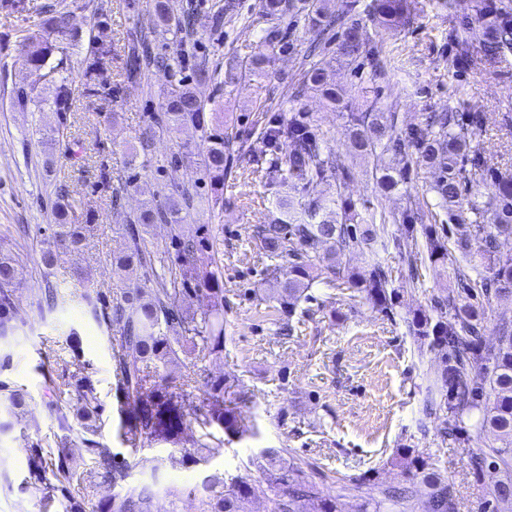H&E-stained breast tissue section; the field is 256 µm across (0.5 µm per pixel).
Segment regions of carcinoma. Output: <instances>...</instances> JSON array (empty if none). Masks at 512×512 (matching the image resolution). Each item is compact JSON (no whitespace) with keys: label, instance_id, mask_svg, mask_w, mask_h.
<instances>
[{"label":"carcinoma","instance_id":"carcinoma-1","mask_svg":"<svg viewBox=\"0 0 512 512\" xmlns=\"http://www.w3.org/2000/svg\"><path fill=\"white\" fill-rule=\"evenodd\" d=\"M329 0H258L259 13L267 18L286 19L302 17L316 39L302 62V84L320 92L336 112L348 109L345 89L332 81L321 62L314 60L323 36L338 28L335 56L338 61L355 62L361 58L370 61L373 72L381 70L380 50L360 35V15L366 14L385 28H398L408 22L406 0H350L342 14L331 11ZM87 0H69L56 7L43 8L44 17L39 31L25 39L21 53L35 76L28 90L16 95L19 106L39 107L44 102L38 85L44 70H55L49 65L54 55H65L68 47L81 41L79 29L72 19L76 12L88 9ZM155 25L168 31L175 28L183 37L194 35V17L168 15L163 0H154ZM479 20L485 28L484 57L492 60L512 52V14L507 7L494 0H480L477 5ZM264 50L248 62L237 65L240 73L262 75L271 62L278 42L270 35L262 37ZM128 56L135 66L127 78L138 80L142 71L150 67L172 70L169 59L156 54L148 36L131 31L127 42ZM112 68V47L95 44L89 47L82 61V74L92 86L107 88ZM52 104L59 112H70L73 90L66 79L52 80L48 85ZM211 100L202 98L190 81L181 78L171 87L160 111L147 116L150 136L164 135L185 124L204 129L207 146L202 164L213 191L215 205L223 200L224 175L234 140L228 133L204 128V114ZM395 113L372 110L353 112L347 128L350 152L354 156H376L377 152H393L400 156V166H380L375 169L379 186L387 193L401 189L408 169L424 166L438 173L432 190L438 206L455 217L463 211L465 196L464 163L479 165L473 136L483 127L478 112L460 116L455 112H432L423 127L399 137L394 122ZM261 137L270 148V165L265 176L269 185L277 187L276 207L279 217L269 224L255 226L254 239L266 261V271L276 284L273 300L281 330L292 332L307 312L302 304L312 300L309 290L321 276L334 275L328 283L341 281L346 289L363 293L381 310H388L397 298L389 287V276L380 257L377 218L370 214L361 223H351L352 205L342 197L309 198L294 201L290 191L310 192L326 182L340 167L339 159L325 145L313 129V122L305 112L280 115L273 124L262 128ZM286 142L290 150H280ZM492 190L481 206L470 210L479 216L489 215V223L475 225L474 233L466 234L450 243L437 236L432 226L425 223L428 215L416 212L404 216L409 222H421L423 252L432 262L449 265L455 277L456 294L433 299L432 311H418L406 320L409 335L421 348L435 353L440 363L431 371L424 414L439 411L454 419L478 414V424L505 448H490L470 455L472 474L480 479L488 468L501 469L490 492L491 499L480 512H512V328L499 330L497 344L489 349L483 339L485 311L462 299L474 290L486 301L512 294V255H501L497 250L500 236H512V176L491 174ZM178 197H170L165 205L154 200L143 203L123 227L124 246L112 253V265L120 270H151L152 286L123 288L112 300V318L122 324L116 362V379L122 391L120 408L122 441L133 453L140 452L146 441L177 447L182 444L185 430L197 423L201 434L195 444L209 447L218 430L231 443L253 434V425L233 406L234 400L224 397V380L209 379L196 374L194 382L208 391L207 408L197 413L181 392L169 389L160 375V368L189 355L204 360L224 351V280L221 268L212 251L211 236L199 227L197 235L183 236L178 226L181 213L198 201L196 191L182 187ZM71 204L63 190L57 192L54 203L55 223L49 225L50 234L44 242L41 260L49 268L59 248L79 251L85 247L92 230L90 224L69 221ZM156 224L171 226L169 242L162 252L148 248L150 229ZM367 255L368 277L347 267L345 258L354 253ZM164 254L171 266L158 273L154 267L157 255ZM488 260L486 272L474 264L476 256ZM24 271L8 255H0V340H9L16 311V291L23 286ZM203 294L209 299V309L197 318L183 311L181 297ZM76 414L84 421V432L96 434L98 405L90 381L82 377L76 381ZM31 395L23 388L11 389L0 384V414L15 416L28 406ZM71 448L68 442H46L43 452L29 458L31 478L43 485L44 512L56 510L54 482L65 485L63 497L75 499L73 490L83 484V477L63 468ZM397 466L405 483L384 492L383 499L367 502L362 512H407L414 497L415 483L428 489L430 512H456L457 503L453 485L436 467L431 455L418 448H399ZM152 459L137 457L132 462H117L109 450L97 449L95 463L101 477L114 487L121 488L98 512H153L154 490L148 485L127 484L129 471L144 468ZM252 464L266 476L265 483L252 485L237 477H224L205 488L201 498L202 512H249L248 505L259 495L268 503V512H309L307 505L318 502L315 512H342L338 500L319 496L321 473L288 459L283 449L266 448Z\"/></svg>","mask_w":512,"mask_h":512}]
</instances>
